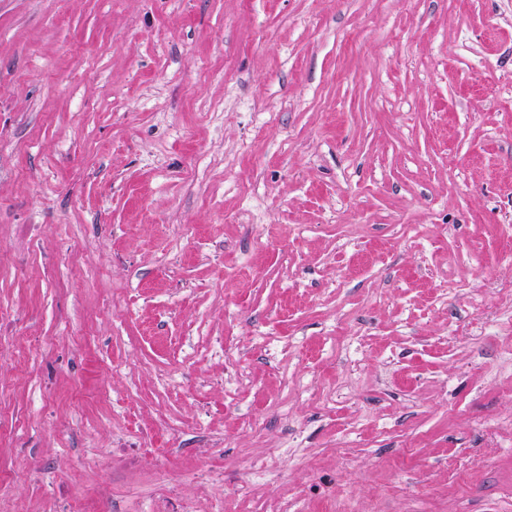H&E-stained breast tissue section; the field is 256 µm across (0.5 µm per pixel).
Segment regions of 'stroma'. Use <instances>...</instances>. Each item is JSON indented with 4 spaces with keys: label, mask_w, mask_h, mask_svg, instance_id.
I'll return each instance as SVG.
<instances>
[{
    "label": "stroma",
    "mask_w": 512,
    "mask_h": 512,
    "mask_svg": "<svg viewBox=\"0 0 512 512\" xmlns=\"http://www.w3.org/2000/svg\"><path fill=\"white\" fill-rule=\"evenodd\" d=\"M0 512H512V0H0Z\"/></svg>",
    "instance_id": "stroma-1"
}]
</instances>
